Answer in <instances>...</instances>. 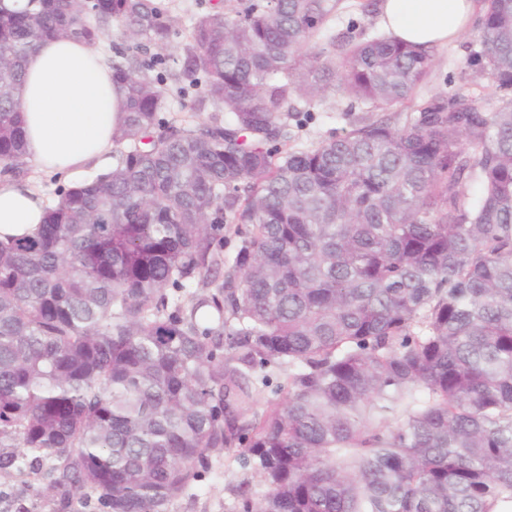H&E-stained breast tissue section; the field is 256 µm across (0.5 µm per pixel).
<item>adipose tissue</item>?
<instances>
[{"label": "adipose tissue", "mask_w": 512, "mask_h": 512, "mask_svg": "<svg viewBox=\"0 0 512 512\" xmlns=\"http://www.w3.org/2000/svg\"><path fill=\"white\" fill-rule=\"evenodd\" d=\"M475 11V0H381L379 19L397 40L428 50L457 37ZM120 110L112 66L98 48L51 39L29 55L21 112L38 171L70 179L90 166L111 169ZM48 206L32 181L0 176V241L33 235Z\"/></svg>", "instance_id": "1"}]
</instances>
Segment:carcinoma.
Instances as JSON below:
<instances>
[{
	"label": "carcinoma",
	"instance_id": "1",
	"mask_svg": "<svg viewBox=\"0 0 512 512\" xmlns=\"http://www.w3.org/2000/svg\"><path fill=\"white\" fill-rule=\"evenodd\" d=\"M340 0H248L197 17L176 62L193 129L165 124L159 0L0 8V171L25 158L27 57L132 43L112 170L0 243V476L60 510L169 512L238 452L240 512L512 508V0H481L468 67L486 103L395 111L433 56L328 36ZM339 93L350 129L303 147L288 118ZM386 111L384 119L371 113ZM239 243L225 257L224 225ZM211 291L182 295L197 279ZM287 370L260 407L270 371Z\"/></svg>",
	"mask_w": 512,
	"mask_h": 512
}]
</instances>
